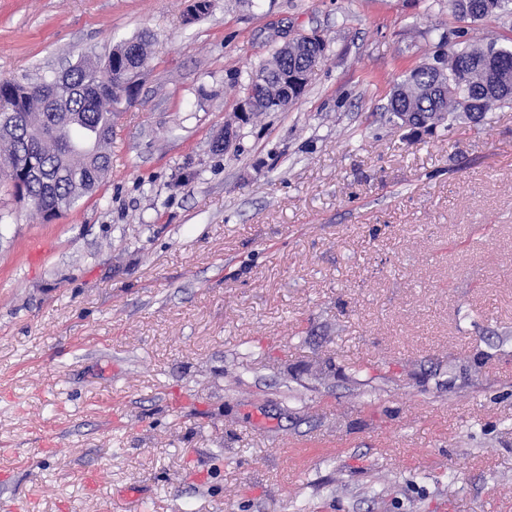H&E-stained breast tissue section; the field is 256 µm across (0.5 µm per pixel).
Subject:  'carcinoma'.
<instances>
[{"mask_svg": "<svg viewBox=\"0 0 512 512\" xmlns=\"http://www.w3.org/2000/svg\"><path fill=\"white\" fill-rule=\"evenodd\" d=\"M326 51L324 42L296 57L277 50L249 76L247 87H252L256 77L276 84L299 62L311 70ZM147 59V43L135 38L113 47L100 66L89 60L70 66L64 79L74 95L65 112H54L45 104L46 92L55 87V76L33 84L0 80V177L17 188L22 171L9 169L8 162L19 156L35 158L44 169V181L26 187L29 205L44 221L72 209L103 180L111 164L114 105L135 95L132 87L115 81L112 93H99L89 82V71L95 69L108 80L112 68L134 70L145 66ZM444 66L447 73L442 76L429 63L413 68L394 89L389 111L394 115L412 112L413 127L433 131L450 121H471L476 112L512 106V45L503 46L494 39L484 44L466 42L448 54ZM11 112H22L28 118L20 134L5 123Z\"/></svg>", "mask_w": 512, "mask_h": 512, "instance_id": "carcinoma-1", "label": "carcinoma"}]
</instances>
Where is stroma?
<instances>
[{"mask_svg": "<svg viewBox=\"0 0 512 512\" xmlns=\"http://www.w3.org/2000/svg\"><path fill=\"white\" fill-rule=\"evenodd\" d=\"M186 5L0 0V80L152 39L92 195L46 223L0 182V512H512V107L387 110L512 2ZM307 35L304 95L236 122Z\"/></svg>", "mask_w": 512, "mask_h": 512, "instance_id": "obj_1", "label": "stroma"}]
</instances>
